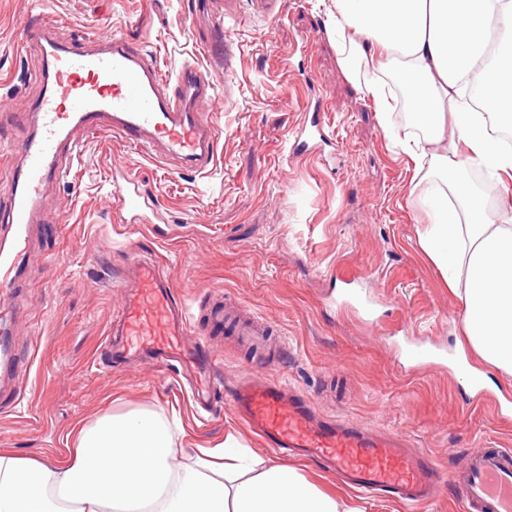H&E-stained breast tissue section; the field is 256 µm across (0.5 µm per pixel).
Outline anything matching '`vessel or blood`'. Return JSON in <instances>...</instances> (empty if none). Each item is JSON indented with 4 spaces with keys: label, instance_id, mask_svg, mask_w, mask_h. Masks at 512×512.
Segmentation results:
<instances>
[{
    "label": "vessel or blood",
    "instance_id": "vessel-or-blood-1",
    "mask_svg": "<svg viewBox=\"0 0 512 512\" xmlns=\"http://www.w3.org/2000/svg\"><path fill=\"white\" fill-rule=\"evenodd\" d=\"M101 40L102 48L95 49L82 38L60 39L40 15L26 28L25 45L40 48L51 71L43 96L25 114L31 132L16 147L21 162L0 212V376L15 373L7 314L17 304L14 288L34 227L45 221V185L72 167L90 137L121 138L139 145L153 161L175 160L193 173H208L216 164L222 128L211 109L217 88L208 72L187 62L168 74L127 38L105 34ZM114 190L124 222H135L154 204L131 172L116 173ZM116 284L123 303L106 360L138 354L163 367L176 357L199 369L202 392H214L220 380L208 358L181 346L191 321L173 275L133 246ZM232 406L272 448L286 456L326 459L359 491L389 489L401 502L422 507L451 480L467 512H512L511 448L469 452L459 474L450 478L426 450L320 417L303 394L275 380L243 379Z\"/></svg>",
    "mask_w": 512,
    "mask_h": 512
}]
</instances>
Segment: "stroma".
<instances>
[{
	"label": "stroma",
	"mask_w": 512,
	"mask_h": 512,
	"mask_svg": "<svg viewBox=\"0 0 512 512\" xmlns=\"http://www.w3.org/2000/svg\"><path fill=\"white\" fill-rule=\"evenodd\" d=\"M330 5L284 0L275 22L259 0H211L212 11L228 17L218 30L193 17V0H0V193L20 162L12 145L28 134L21 116L42 92L43 59L21 45L31 15H47L65 37L123 34L167 72L195 61L227 87L217 102L221 160L208 174L157 166L102 134L46 185L48 209L63 200L71 207L67 223L34 232L13 313L24 391L0 410V448L51 457L80 420L148 405L180 414L190 438L238 434L268 455L224 399L200 420L175 369L143 358L101 365L122 304L114 275L130 244L171 271L193 325L209 335L225 390L247 372L279 380L322 416L400 436L447 471L475 446L512 448V377L468 345L462 303L421 250L432 213L415 162L391 141L408 129L400 123L387 132L372 97L344 74ZM311 30L316 37L305 42ZM309 99L323 111H304ZM306 123L322 135L297 156L292 134ZM117 168L136 174L156 200L157 223L123 225L112 190ZM202 290L231 294L271 323L269 348L257 351L232 323L214 322ZM346 291L379 327L332 304ZM419 345L432 350L433 363L413 361L410 349Z\"/></svg>",
	"instance_id": "obj_1"
}]
</instances>
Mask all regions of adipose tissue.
I'll use <instances>...</instances> for the list:
<instances>
[{
    "label": "adipose tissue",
    "instance_id": "adipose-tissue-1",
    "mask_svg": "<svg viewBox=\"0 0 512 512\" xmlns=\"http://www.w3.org/2000/svg\"><path fill=\"white\" fill-rule=\"evenodd\" d=\"M331 11L343 71L375 96L400 84L428 131L406 148L432 186L422 248L448 272L466 341L512 376V213L468 174L483 167L512 183V150L489 133L512 101V0H332ZM493 32L498 52L474 96L464 63ZM452 132L465 154L449 149ZM183 434L180 418L141 406L82 422L53 460L0 448V512H354L303 467L230 440L187 448Z\"/></svg>",
    "mask_w": 512,
    "mask_h": 512
}]
</instances>
